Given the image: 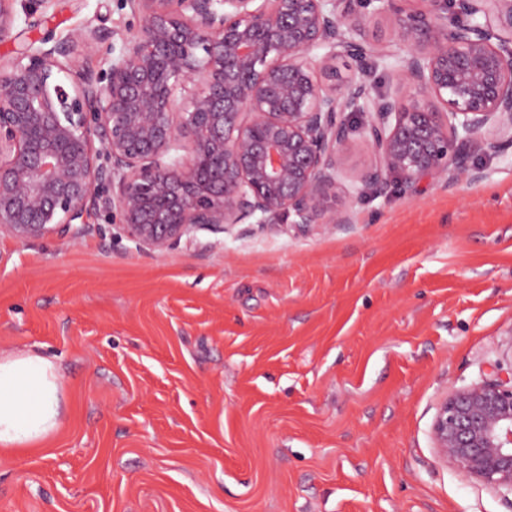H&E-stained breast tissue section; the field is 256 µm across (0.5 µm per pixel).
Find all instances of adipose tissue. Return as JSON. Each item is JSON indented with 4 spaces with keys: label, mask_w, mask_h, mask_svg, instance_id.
Here are the masks:
<instances>
[{
    "label": "adipose tissue",
    "mask_w": 512,
    "mask_h": 512,
    "mask_svg": "<svg viewBox=\"0 0 512 512\" xmlns=\"http://www.w3.org/2000/svg\"><path fill=\"white\" fill-rule=\"evenodd\" d=\"M59 366L36 352L0 355V449L33 448L60 427Z\"/></svg>",
    "instance_id": "1"
}]
</instances>
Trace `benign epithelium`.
<instances>
[{
  "instance_id": "1",
  "label": "benign epithelium",
  "mask_w": 512,
  "mask_h": 512,
  "mask_svg": "<svg viewBox=\"0 0 512 512\" xmlns=\"http://www.w3.org/2000/svg\"><path fill=\"white\" fill-rule=\"evenodd\" d=\"M16 2L0 0V44L18 39ZM409 2L363 5L394 17L411 104L339 73L337 58L375 53L350 0H127L138 29L66 38L29 13L30 42L0 57V233L76 239L102 212L163 254L251 217L349 224L329 194L358 112L375 155L365 183L478 178L475 153L512 145V0ZM115 38L99 70L81 62ZM488 128L511 135L489 142ZM432 438L462 478L512 494V363L446 396Z\"/></svg>"
}]
</instances>
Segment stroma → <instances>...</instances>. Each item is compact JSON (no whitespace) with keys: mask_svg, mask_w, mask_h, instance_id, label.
Listing matches in <instances>:
<instances>
[{"mask_svg":"<svg viewBox=\"0 0 512 512\" xmlns=\"http://www.w3.org/2000/svg\"><path fill=\"white\" fill-rule=\"evenodd\" d=\"M56 36L138 28L125 0H22ZM370 17L374 93L399 94ZM361 131L327 230L237 224L158 255L107 218L78 240L0 236V352L60 367V429L0 451V512H512L431 437L438 403L506 362L512 148L480 179L374 187Z\"/></svg>","mask_w":512,"mask_h":512,"instance_id":"obj_1","label":"stroma"}]
</instances>
